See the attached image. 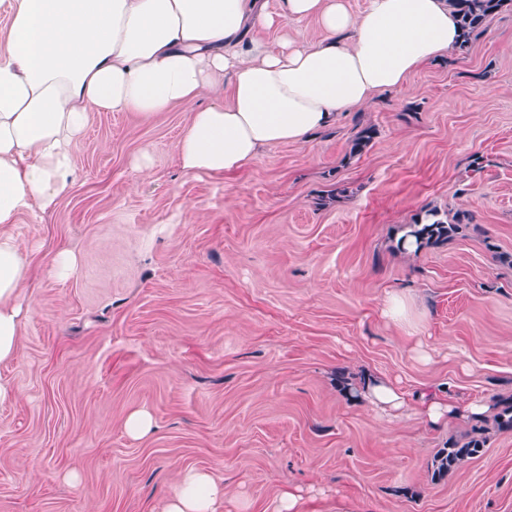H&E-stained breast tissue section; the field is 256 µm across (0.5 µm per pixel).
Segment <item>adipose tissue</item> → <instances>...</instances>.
<instances>
[{"instance_id": "adipose-tissue-1", "label": "adipose tissue", "mask_w": 512, "mask_h": 512, "mask_svg": "<svg viewBox=\"0 0 512 512\" xmlns=\"http://www.w3.org/2000/svg\"><path fill=\"white\" fill-rule=\"evenodd\" d=\"M11 0L0 45V364L18 354L27 255L9 227L52 209L77 178L74 147L90 109L143 117L185 105L177 143L186 175L233 173L263 148L302 142L337 116L458 46L448 0ZM323 33L306 44L298 22ZM223 90L225 100L200 106ZM379 411L413 408L425 423L481 419L493 407L437 394L408 405L391 380L365 376ZM224 487L184 471L163 512H217Z\"/></svg>"}]
</instances>
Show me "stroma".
I'll list each match as a JSON object with an SVG mask.
<instances>
[{
    "label": "stroma",
    "mask_w": 512,
    "mask_h": 512,
    "mask_svg": "<svg viewBox=\"0 0 512 512\" xmlns=\"http://www.w3.org/2000/svg\"><path fill=\"white\" fill-rule=\"evenodd\" d=\"M188 119L92 111L77 181L11 227L32 280L19 355L0 365L16 388L0 512H161L188 468L223 480L219 512H271L288 488L308 512H512V431L437 480L434 454L471 421L381 417L353 395L368 370L411 395L512 397V6L468 53L236 173H183ZM361 124L377 135L353 156ZM429 206L469 212L465 236L398 252ZM62 249L65 279L49 271ZM390 293L405 322L381 316ZM139 410L153 428L135 438Z\"/></svg>",
    "instance_id": "stroma-1"
}]
</instances>
